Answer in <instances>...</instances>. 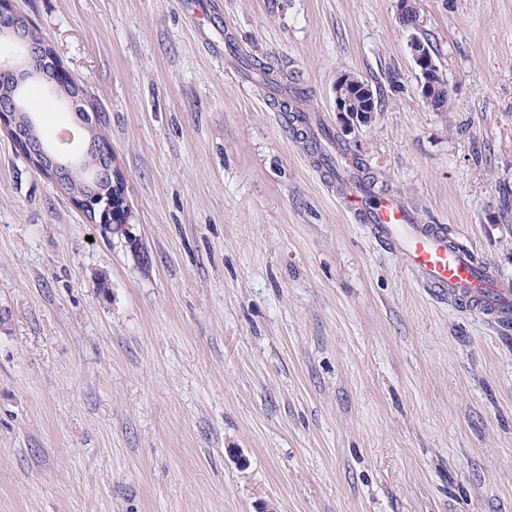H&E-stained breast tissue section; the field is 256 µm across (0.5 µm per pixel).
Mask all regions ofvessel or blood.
Returning <instances> with one entry per match:
<instances>
[{
  "mask_svg": "<svg viewBox=\"0 0 512 512\" xmlns=\"http://www.w3.org/2000/svg\"><path fill=\"white\" fill-rule=\"evenodd\" d=\"M346 200L357 222L370 226L420 287L480 314L494 328L512 326V280L478 261L466 244L449 238L446 225L419 223L409 205L388 194L372 205L357 190L347 193Z\"/></svg>",
  "mask_w": 512,
  "mask_h": 512,
  "instance_id": "obj_1",
  "label": "vessel or blood"
}]
</instances>
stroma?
Here are the masks:
<instances>
[{"label": "stroma", "instance_id": "1", "mask_svg": "<svg viewBox=\"0 0 512 512\" xmlns=\"http://www.w3.org/2000/svg\"><path fill=\"white\" fill-rule=\"evenodd\" d=\"M15 6L87 89L134 241L0 131V512H512V328L419 288L224 53L512 279V0H416L413 32L397 0ZM345 73L378 102L347 133ZM412 55L415 64L419 71V87L421 96L427 106L433 110L438 111V108L442 105L441 100L444 94L448 95V85L444 76L441 74L439 68L434 63L433 57L428 48L417 39H413L411 43ZM443 88L445 91L437 96V89ZM241 67L243 69L244 76L247 79L254 80L261 85L268 87H274L277 85L276 80L272 77L273 71L269 66L264 65L255 58H244L240 57Z\"/></svg>", "mask_w": 512, "mask_h": 512}]
</instances>
